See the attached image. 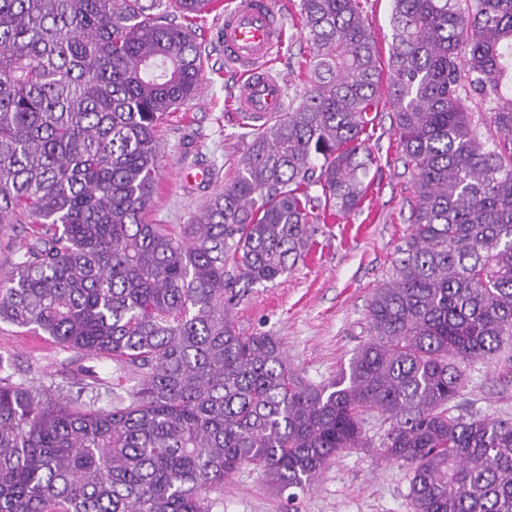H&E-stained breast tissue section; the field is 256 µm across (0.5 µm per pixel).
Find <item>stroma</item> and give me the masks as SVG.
<instances>
[{
  "label": "stroma",
  "instance_id": "1",
  "mask_svg": "<svg viewBox=\"0 0 512 512\" xmlns=\"http://www.w3.org/2000/svg\"><path fill=\"white\" fill-rule=\"evenodd\" d=\"M223 14L218 7L196 20L205 62L201 89L158 130L159 173L151 216L157 224L188 223L223 190L243 153V143L233 137L237 75L217 41ZM311 55L310 45L288 28L271 65L287 91L302 88L297 61ZM369 145L375 163L361 207L326 224L307 261L275 283L252 288L237 308V328L278 337L292 367L313 384L334 379L367 341L369 303L390 279L396 250L409 232L413 174L397 148L388 100L379 104ZM31 335V330L0 322V354L29 370L31 378L68 377V352L46 336L31 342ZM465 371L467 383L456 400L459 412L512 418V389L503 390L498 382L499 360L475 359ZM365 430L369 447L337 458L312 489L293 499L273 491L260 471L241 467L220 491L224 512H410L406 467L384 459L378 449L385 424L370 417Z\"/></svg>",
  "mask_w": 512,
  "mask_h": 512
}]
</instances>
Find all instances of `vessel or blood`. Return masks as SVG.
I'll return each instance as SVG.
<instances>
[{
	"instance_id": "b4317fda",
	"label": "vessel or blood",
	"mask_w": 512,
	"mask_h": 512,
	"mask_svg": "<svg viewBox=\"0 0 512 512\" xmlns=\"http://www.w3.org/2000/svg\"><path fill=\"white\" fill-rule=\"evenodd\" d=\"M221 37L224 59L238 74V111L263 120L282 111L284 86L269 71L285 38L283 15L275 0H229Z\"/></svg>"
}]
</instances>
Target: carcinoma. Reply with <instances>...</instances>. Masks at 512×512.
I'll use <instances>...</instances> for the list:
<instances>
[{
  "instance_id": "obj_1",
  "label": "carcinoma",
  "mask_w": 512,
  "mask_h": 512,
  "mask_svg": "<svg viewBox=\"0 0 512 512\" xmlns=\"http://www.w3.org/2000/svg\"><path fill=\"white\" fill-rule=\"evenodd\" d=\"M212 2L0 0V224L36 225L0 321L114 365L47 385L0 355V512H222L243 465L293 498L369 415L412 512H512V419L453 405L462 364L512 340V0H392L385 89L362 0H299L302 92L240 113L237 175L177 236L150 220L157 132L200 88ZM384 96L410 233L370 339L315 385L234 310L360 207Z\"/></svg>"
}]
</instances>
